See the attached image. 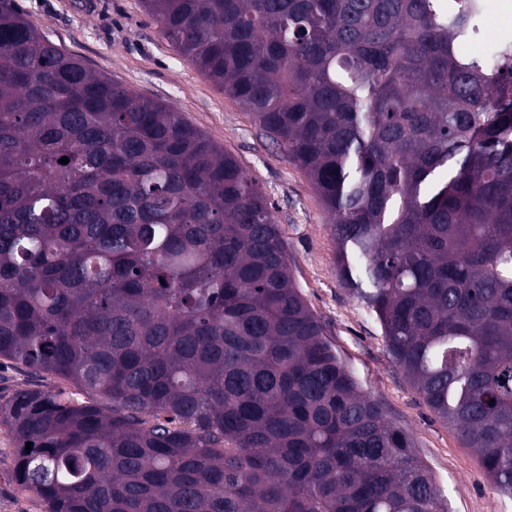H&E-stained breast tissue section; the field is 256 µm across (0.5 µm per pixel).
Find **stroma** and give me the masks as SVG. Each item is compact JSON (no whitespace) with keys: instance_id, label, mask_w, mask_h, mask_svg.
Returning a JSON list of instances; mask_svg holds the SVG:
<instances>
[{"instance_id":"35a3bbf8","label":"stroma","mask_w":512,"mask_h":512,"mask_svg":"<svg viewBox=\"0 0 512 512\" xmlns=\"http://www.w3.org/2000/svg\"><path fill=\"white\" fill-rule=\"evenodd\" d=\"M17 0L25 18L64 51L141 95L174 105L224 147L272 204L293 281L363 393L407 429L448 500V512H512V499L488 481L480 457L423 402L391 360L380 324L341 283L327 213L303 170L254 118L169 46L140 0ZM15 445L0 429V512H45L12 472Z\"/></svg>"}]
</instances>
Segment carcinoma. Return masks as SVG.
Masks as SVG:
<instances>
[{
	"mask_svg": "<svg viewBox=\"0 0 512 512\" xmlns=\"http://www.w3.org/2000/svg\"><path fill=\"white\" fill-rule=\"evenodd\" d=\"M142 3L305 171L392 360L512 498V44L495 64L460 53L468 0ZM5 364L87 396L0 395L15 481L46 512H448L296 288L256 182L15 0Z\"/></svg>",
	"mask_w": 512,
	"mask_h": 512,
	"instance_id": "obj_1",
	"label": "carcinoma"
}]
</instances>
